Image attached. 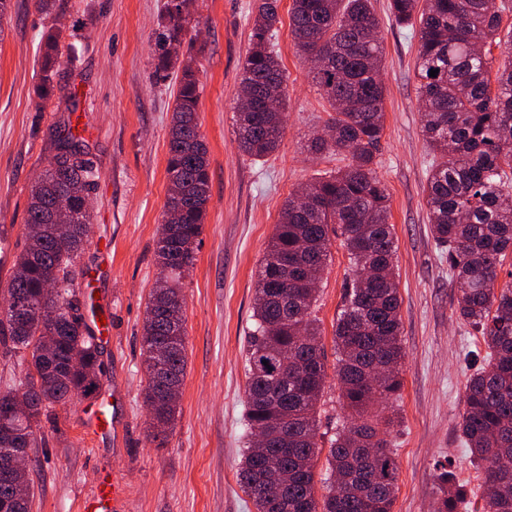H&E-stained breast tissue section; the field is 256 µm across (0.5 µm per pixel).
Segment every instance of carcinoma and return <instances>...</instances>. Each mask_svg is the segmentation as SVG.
Listing matches in <instances>:
<instances>
[{"mask_svg":"<svg viewBox=\"0 0 512 512\" xmlns=\"http://www.w3.org/2000/svg\"><path fill=\"white\" fill-rule=\"evenodd\" d=\"M278 0H260L240 82L253 92L236 113L238 148L264 158L285 130L286 79L271 49ZM192 0H166L158 23L153 77L180 73L171 118L166 172L168 219L156 245L160 276L148 299L142 332L144 402L158 438L180 414L186 365L181 281L195 250L209 200V158L200 131V81L188 52ZM405 25L419 23L416 60L422 132L440 161L431 171L427 206L436 245L448 259L457 289L458 319L487 347L485 366L466 380L458 423L461 441L483 475L482 512H512V282L498 271L512 253V64L495 66L503 15L512 0H389ZM290 26L297 52L332 113L308 148L348 157L285 202L260 262L247 336L246 417L266 446L248 443L237 472L256 512H392L398 465L386 434L402 389L399 284L390 204L377 173L384 133L383 48L371 0H293ZM61 35L49 32L42 75L34 88L42 102L55 95L63 61ZM436 70V77L429 76ZM278 93L276 107L269 97ZM86 145L67 127L56 132L46 168L32 182L27 247L14 262L0 304V349L18 358L25 376L0 393V470L14 453L36 445L42 418L99 389L102 346L84 321L91 295L73 287L75 260L88 242L94 165ZM340 239L353 280L333 331L336 376L351 416L330 440L315 494L322 453L317 411L325 382L323 329L313 315L316 289L332 238ZM65 285L59 299L44 295ZM12 476L0 475V512H32V494L14 495ZM434 512H459L463 486L437 469Z\"/></svg>","mask_w":512,"mask_h":512,"instance_id":"cac0c4a2","label":"carcinoma"}]
</instances>
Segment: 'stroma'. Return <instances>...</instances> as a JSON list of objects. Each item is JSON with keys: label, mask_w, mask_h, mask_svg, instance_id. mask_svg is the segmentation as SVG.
I'll return each instance as SVG.
<instances>
[{"label": "stroma", "mask_w": 512, "mask_h": 512, "mask_svg": "<svg viewBox=\"0 0 512 512\" xmlns=\"http://www.w3.org/2000/svg\"><path fill=\"white\" fill-rule=\"evenodd\" d=\"M56 17L35 0H11L0 22V292L26 244L27 199L47 164L56 130L71 126L98 172L91 193L88 243L75 262L79 287L97 297L84 310L104 339L98 400L122 426L119 442L87 427L83 400L42 422L28 472L33 512H80L83 500L115 481L118 512H256L237 479L246 446V336L252 326L256 271L285 200L303 184L341 167L311 154L309 140L330 106L297 53L292 0H279L274 49L287 82L286 127L273 154L240 152L235 102L240 67L258 0H195L189 33L202 87L199 121L210 160V199L184 282L187 367L181 415L160 440L149 436L141 336L148 294L159 276L155 250L168 190L166 160L172 83L152 77L157 18L164 0H62ZM384 47L385 130L377 172L390 201L399 274L403 387L400 421L389 435L399 477L393 512H433L434 474L445 465L464 482L465 512H479L483 486L459 437V398L486 346L455 313L457 291L431 234L427 178L436 163L421 132L416 91L417 28L372 0ZM60 28L76 49L61 65L54 97L33 89L41 45ZM352 278L346 250L333 243L315 314L324 331L326 379L319 434L329 444L347 417L336 377L333 325Z\"/></svg>", "instance_id": "35a3bbf8"}]
</instances>
